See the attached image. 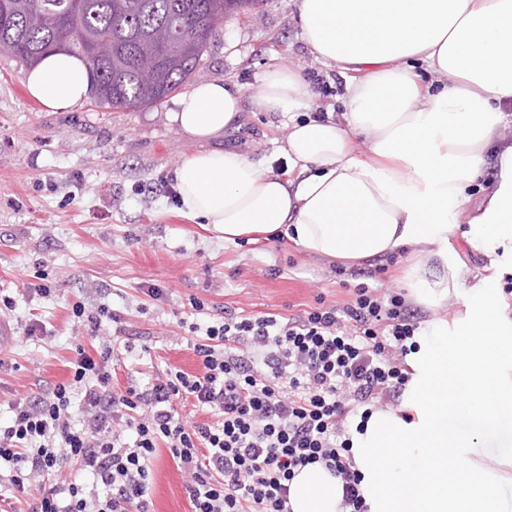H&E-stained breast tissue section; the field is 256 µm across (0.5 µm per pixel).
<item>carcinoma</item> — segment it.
<instances>
[{
    "label": "carcinoma",
    "instance_id": "cac0c4a2",
    "mask_svg": "<svg viewBox=\"0 0 512 512\" xmlns=\"http://www.w3.org/2000/svg\"><path fill=\"white\" fill-rule=\"evenodd\" d=\"M264 0H0V47L30 68L64 40L61 20L71 18L63 49L81 57L93 75L99 106L140 108L177 91L199 65L224 17ZM172 30L178 48L157 55L149 76L139 63L153 51L152 36Z\"/></svg>",
    "mask_w": 512,
    "mask_h": 512
}]
</instances>
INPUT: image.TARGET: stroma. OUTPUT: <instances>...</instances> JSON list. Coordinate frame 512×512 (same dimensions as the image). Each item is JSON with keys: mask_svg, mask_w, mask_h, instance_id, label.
Segmentation results:
<instances>
[{"mask_svg": "<svg viewBox=\"0 0 512 512\" xmlns=\"http://www.w3.org/2000/svg\"><path fill=\"white\" fill-rule=\"evenodd\" d=\"M297 0H266L228 15L190 75L189 84L221 80L242 91L239 128L213 142L182 136L167 119L175 96L134 110L92 99L47 111L25 87L26 68L0 59V295L12 297V341L0 346V423L11 405L46 395L72 375L78 349L113 348L114 389L147 383L164 369L199 372V326L224 313L297 316L322 304L343 307L359 284L402 292L409 254L337 268L282 238L227 244L178 211L185 156L235 147L263 167L287 174L278 151L287 128L260 111L254 96L276 67L300 71L316 117L344 109L346 75L314 60L302 38ZM48 295L35 292V285ZM161 299L147 296L150 288ZM205 308L193 312L189 301ZM109 307L120 323L106 337L75 332L72 307ZM44 338L26 336L33 322ZM150 512H188L184 476L167 451L151 464Z\"/></svg>", "mask_w": 512, "mask_h": 512, "instance_id": "35a3bbf8", "label": "stroma"}]
</instances>
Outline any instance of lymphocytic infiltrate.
Returning <instances> with one entry per match:
<instances>
[{
  "label": "lymphocytic infiltrate",
  "instance_id": "f902f5d3",
  "mask_svg": "<svg viewBox=\"0 0 512 512\" xmlns=\"http://www.w3.org/2000/svg\"><path fill=\"white\" fill-rule=\"evenodd\" d=\"M417 328L402 294L362 285L340 309L226 317L193 345L200 374L169 369L121 394L111 347L78 349L69 381L16 402L0 425L7 489L38 488L30 512H149V462L164 447L185 474L190 512H290L291 481L315 463L341 479L348 512H369L351 434L375 404L395 403ZM189 398L217 423L183 417L175 403ZM74 465L92 486L61 483Z\"/></svg>",
  "mask_w": 512,
  "mask_h": 512
}]
</instances>
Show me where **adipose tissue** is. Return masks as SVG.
Returning <instances> with one entry per match:
<instances>
[{"instance_id": "ef3b65f1", "label": "adipose tissue", "mask_w": 512, "mask_h": 512, "mask_svg": "<svg viewBox=\"0 0 512 512\" xmlns=\"http://www.w3.org/2000/svg\"><path fill=\"white\" fill-rule=\"evenodd\" d=\"M298 21L315 60L349 74L344 112L299 118L306 81L290 68L264 73L255 102L288 117L287 175L232 148L189 155L180 211L231 244L281 235L364 263L411 251L410 302L456 312L418 336L399 409L375 410L354 435L361 491L369 512H501L496 488L512 479V319L495 280L512 258V0H298ZM25 86L54 112L82 103L91 77L80 58L55 52ZM176 105L169 121L208 141L238 123L241 91L201 82ZM490 155L498 173L473 199ZM458 224L482 267L452 245ZM490 437L492 457L481 451ZM289 506L346 512L342 482L306 466Z\"/></svg>"}]
</instances>
